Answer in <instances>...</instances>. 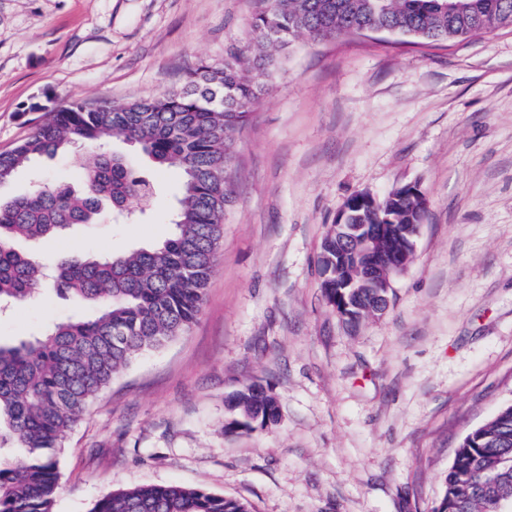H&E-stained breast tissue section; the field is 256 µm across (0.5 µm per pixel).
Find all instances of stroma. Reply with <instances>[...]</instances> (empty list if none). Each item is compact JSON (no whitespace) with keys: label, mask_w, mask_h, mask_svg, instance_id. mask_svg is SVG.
<instances>
[{"label":"stroma","mask_w":512,"mask_h":512,"mask_svg":"<svg viewBox=\"0 0 512 512\" xmlns=\"http://www.w3.org/2000/svg\"><path fill=\"white\" fill-rule=\"evenodd\" d=\"M256 0H0V151L49 102L116 104L185 87L247 42ZM139 170L147 160L119 140ZM235 163L199 319L139 355L65 437L52 512L181 484L253 512H433L462 438L512 401V30L445 45L386 34L300 41L233 139ZM138 223L77 225L28 244L47 267L170 233L178 170H150ZM44 158L0 186L75 181ZM418 185L428 218L390 306L350 332L320 288L344 202ZM89 306L46 288L0 311V342ZM269 387L276 425L228 405Z\"/></svg>","instance_id":"stroma-1"}]
</instances>
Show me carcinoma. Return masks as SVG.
Masks as SVG:
<instances>
[{
    "mask_svg": "<svg viewBox=\"0 0 512 512\" xmlns=\"http://www.w3.org/2000/svg\"><path fill=\"white\" fill-rule=\"evenodd\" d=\"M505 12L512 15V0H474L464 13L449 12L444 0H257L250 45L228 47L222 66L200 62L183 90L124 105L68 102L44 112L25 140L0 152V185L34 160L68 148L75 149L81 178L79 190L61 182L0 198V302L9 305L35 297L47 279L36 260L15 248L16 240L91 224L103 201L134 216L154 194L153 182L135 175L125 156L101 151L88 161L76 149L100 147L112 137L183 176L172 232L163 242L110 257L75 256L56 268L53 287L96 305L93 317L0 345V512H52L63 440L88 403L138 354L164 346L197 320L231 202L233 136L280 69V50L300 39L361 29L451 43L507 28ZM390 196L398 223L418 222L407 193L396 189ZM229 407L247 429L256 417L273 424L279 416L277 401L255 383L233 393ZM442 501L452 512H494L512 504L511 401L462 439ZM91 512L252 510L238 499L171 484L111 493Z\"/></svg>",
    "mask_w": 512,
    "mask_h": 512,
    "instance_id": "obj_1",
    "label": "carcinoma"
}]
</instances>
